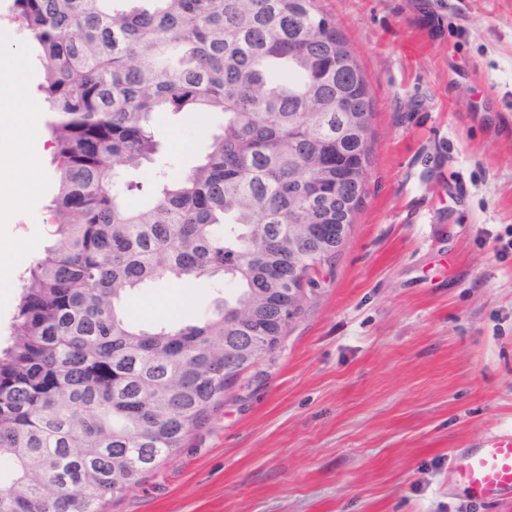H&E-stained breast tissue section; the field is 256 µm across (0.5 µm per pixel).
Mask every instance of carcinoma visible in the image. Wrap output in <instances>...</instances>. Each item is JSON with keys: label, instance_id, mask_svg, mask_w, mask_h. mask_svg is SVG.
<instances>
[{"label": "carcinoma", "instance_id": "cac0c4a2", "mask_svg": "<svg viewBox=\"0 0 512 512\" xmlns=\"http://www.w3.org/2000/svg\"><path fill=\"white\" fill-rule=\"evenodd\" d=\"M130 2L9 10L38 47L58 192L0 330V512H105L176 458L304 315L366 198L373 99L316 0ZM157 112L223 119L175 177ZM131 170L156 185L141 206ZM200 280L219 297L195 320L128 318L142 286Z\"/></svg>", "mask_w": 512, "mask_h": 512}]
</instances>
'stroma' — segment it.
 <instances>
[{"mask_svg":"<svg viewBox=\"0 0 512 512\" xmlns=\"http://www.w3.org/2000/svg\"><path fill=\"white\" fill-rule=\"evenodd\" d=\"M375 105L364 206L332 275L205 428L108 512H512L450 479L458 449L512 436V0H317ZM220 120L164 112L161 161L190 170ZM0 222L46 244L57 191ZM160 282L138 323L211 307Z\"/></svg>","mask_w":512,"mask_h":512,"instance_id":"obj_1","label":"stroma"}]
</instances>
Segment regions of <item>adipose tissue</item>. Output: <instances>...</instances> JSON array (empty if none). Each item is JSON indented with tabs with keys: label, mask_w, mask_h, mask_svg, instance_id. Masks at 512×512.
<instances>
[{
	"label": "adipose tissue",
	"mask_w": 512,
	"mask_h": 512,
	"mask_svg": "<svg viewBox=\"0 0 512 512\" xmlns=\"http://www.w3.org/2000/svg\"><path fill=\"white\" fill-rule=\"evenodd\" d=\"M0 73L8 76L6 94L0 99V124L24 131L22 138L5 145L6 150L19 157L8 174L11 191L0 194V213L8 217L26 208L30 196L41 182L40 160L29 149L30 140L38 134L33 116L40 111L41 105L26 91V59L23 54L1 55Z\"/></svg>",
	"instance_id": "1"
}]
</instances>
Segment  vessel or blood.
I'll list each match as a JSON object with an SVG mask.
<instances>
[{"label": "vessel or blood", "mask_w": 512, "mask_h": 512, "mask_svg": "<svg viewBox=\"0 0 512 512\" xmlns=\"http://www.w3.org/2000/svg\"><path fill=\"white\" fill-rule=\"evenodd\" d=\"M452 477L474 501L512 499V437L456 453Z\"/></svg>", "instance_id": "obj_1"}]
</instances>
